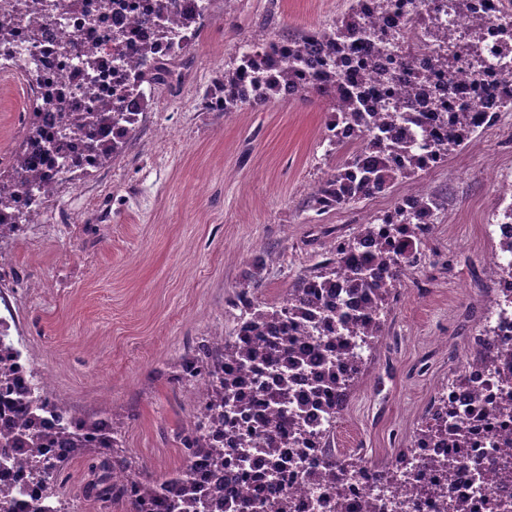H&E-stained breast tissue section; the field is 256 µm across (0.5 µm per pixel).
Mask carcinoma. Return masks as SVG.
<instances>
[{"instance_id": "obj_1", "label": "carcinoma", "mask_w": 512, "mask_h": 512, "mask_svg": "<svg viewBox=\"0 0 512 512\" xmlns=\"http://www.w3.org/2000/svg\"><path fill=\"white\" fill-rule=\"evenodd\" d=\"M410 2L415 12L413 20L424 29V36L442 44L437 66L449 73L457 60L465 57L473 71L480 73L484 57L476 31L460 32L428 22V8L461 14L469 0ZM208 9L209 5H201L199 0H155L153 27L161 48L145 45L139 49L138 72L129 79L122 78L123 90L112 103V111L71 109L57 113L59 138L55 151L67 153L68 143L76 140L98 166L118 157L127 140L135 136L139 115L145 112L143 86H169L177 80V68L185 65L182 51L190 36L200 33ZM361 39L386 47L395 45L396 34L386 28L371 27L359 0H351L345 15L329 28L269 42H252L235 63L224 69L219 90L211 98L219 110L238 112L262 106L283 93L284 85L296 83L300 92L330 101L332 112L325 129L329 146L334 150L349 148L339 128H357L358 140L349 157L311 196V208L321 213L383 193L397 181L412 179L419 171L443 161L448 152L465 145L479 128L474 112L439 111L435 118L441 134L436 135L424 129L422 120L415 115L408 113L402 117L394 112L393 103L400 101V96L393 90L397 73L391 57L377 69L359 74L360 82L350 90L345 89L339 82V69L353 52L354 42ZM405 67L419 87L428 90L432 105L441 108L443 95L432 74L418 68L412 60L406 61ZM363 80H374L386 87L384 96L372 105L365 99ZM129 98L139 103L137 109L124 108V100ZM37 110V103H32L25 125L27 141L42 137ZM32 170L21 149L12 158L9 174H0V242L14 239L24 231L13 208L17 198L30 191ZM441 206L442 201L429 192L403 196L392 210L377 217L380 223L395 228L410 227L411 239L399 249L390 251L380 246L369 257L358 254L362 242L372 234L374 221L361 224L353 237L336 239L330 256L289 289L281 302L266 310L258 309L250 289L244 287L236 292L233 306L241 311L240 320L262 340L241 343L239 328L230 339L221 337L201 345L182 364V377L201 382L203 388L195 420L182 438L187 458L161 481L130 476L127 460L115 451L112 419L107 416L73 415L66 425H44L42 415L61 416L64 411L52 395L44 397L31 389L30 383L37 376L20 364V353L15 347L1 344L0 459H17L26 467L31 480L47 484L44 499L27 506L25 512H62L54 503L56 487L66 481L67 465L85 457L91 458L92 463L84 493L104 510L112 502L123 500L129 504L130 512H155L158 504L165 506V512H201L210 499L224 498V455L229 448L217 440V435L224 434V407L231 404L238 411L250 404L239 393L244 385L272 406L286 405L294 399L305 402L291 385L295 380L293 371L301 367L309 368L306 380L314 385V396L335 393L347 397L362 371L364 358L353 355L343 377L336 374L342 361L325 360V373L320 376L312 371L318 348L297 343L292 334L326 336L327 348L339 354L352 350V336L376 339L382 335L381 314L404 271L417 263L416 242L429 234L435 211ZM324 292L338 297L362 292L368 297V310L351 314L330 306L320 311L318 301ZM269 367L277 371L278 381L273 386L265 380L264 369ZM293 426L290 419L288 433L273 431L267 447L279 448L287 437L288 447L303 455L307 439L297 435ZM443 433L448 435L451 447H462L468 434V419L460 417L447 426L433 412L417 439L427 440ZM49 448L56 452L47 453ZM197 459L205 461L216 475L206 491L198 488L192 476V463ZM48 462L53 468L46 472L43 466ZM411 490L419 498L445 500L450 497L452 485L422 482L412 485Z\"/></svg>"}]
</instances>
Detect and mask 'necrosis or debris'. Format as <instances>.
Listing matches in <instances>:
<instances>
[{
    "label": "necrosis or debris",
    "mask_w": 512,
    "mask_h": 512,
    "mask_svg": "<svg viewBox=\"0 0 512 512\" xmlns=\"http://www.w3.org/2000/svg\"><path fill=\"white\" fill-rule=\"evenodd\" d=\"M153 4L154 0H75L66 9L31 12L29 22L15 30L12 56L0 55V69L14 67L23 71L30 96L38 99L41 111L52 113L80 105L84 61L90 57L97 62L94 76L98 102L112 104L116 92L112 70L119 66L126 74H135L139 63L136 47L153 37V27L147 22ZM372 6V0H362L363 12L373 25L402 32L399 50L412 52L426 62L436 57V45L419 42L409 25L413 15L409 0H391L384 12L373 11ZM507 14L512 16V0H470L466 14L441 12L432 17L438 26L462 31L474 28L483 36L486 54L482 76H474L468 63L461 60L452 74L440 76L439 81L445 86L444 98L453 111L466 112L473 101H483L484 112L478 121L484 127L499 112L503 81L512 78V51H499L500 21ZM116 32L122 38L118 51L112 46ZM55 139L56 128L48 124L43 141L25 148L27 155L37 161L35 173L46 193L55 188L72 160H79L85 169L93 165L75 143L71 144L68 157H56L51 151ZM498 295L500 300L492 304L478 335L479 342L499 349L495 370H488L480 362L467 364L464 372L468 384L442 386L434 395L436 410L468 413L470 453L474 456L486 452L505 455L504 443L512 434V425L495 434L488 425L489 407L512 395V277H501ZM274 416V410L259 402L250 410L236 412L235 426L225 431V444H233L241 432L264 441ZM334 422L323 400H311L300 420L302 429L310 435L304 456H296L288 447L277 449L280 467L275 473L269 472L264 455L232 456L224 465L227 496L258 499L269 512H278L282 507L287 512H363L368 503L375 506L376 512H443V502L417 501L406 474H399L390 488L377 487V469L364 461L347 479L344 498L332 496L327 490L331 475L329 450L322 434ZM452 496L463 502L468 512H512V488L500 487L495 470L489 465L459 470Z\"/></svg>",
    "instance_id": "1"
}]
</instances>
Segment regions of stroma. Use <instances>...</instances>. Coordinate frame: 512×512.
Masks as SVG:
<instances>
[{
  "label": "stroma",
  "instance_id": "stroma-1",
  "mask_svg": "<svg viewBox=\"0 0 512 512\" xmlns=\"http://www.w3.org/2000/svg\"><path fill=\"white\" fill-rule=\"evenodd\" d=\"M350 0H212L177 90L158 88L122 153L63 182L20 239L0 243V310L25 366L52 376L60 407L112 416L132 471L165 479L185 460L197 383L185 356L233 336L232 301L253 291L278 303L326 257L333 237L391 209L407 190L318 213L316 187L340 162L325 138L329 105L280 95L258 109L219 112L204 98L255 35L332 24ZM30 97L23 78L0 84V169L23 142ZM512 182V125L478 130L415 185L441 197L422 259L393 291L385 326L331 435L338 455L376 464L412 447L438 386L472 357V338L495 295L488 233L497 189ZM87 463L74 460L57 497L65 512H100L85 495Z\"/></svg>",
  "mask_w": 512,
  "mask_h": 512
}]
</instances>
